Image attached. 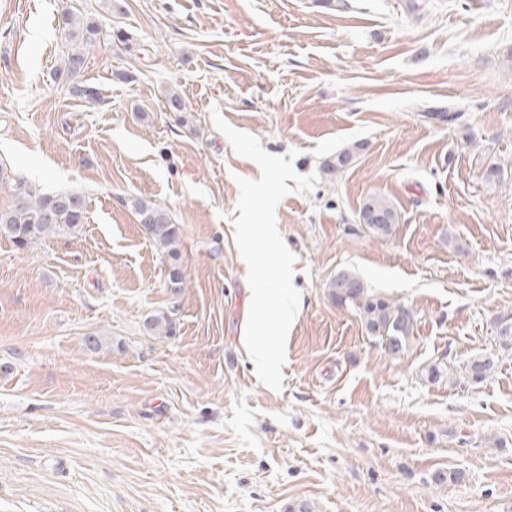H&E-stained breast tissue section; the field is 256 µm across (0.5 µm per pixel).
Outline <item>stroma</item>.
Instances as JSON below:
<instances>
[{"label": "stroma", "instance_id": "35a3bbf8", "mask_svg": "<svg viewBox=\"0 0 512 512\" xmlns=\"http://www.w3.org/2000/svg\"><path fill=\"white\" fill-rule=\"evenodd\" d=\"M65 10L126 36L78 76L100 103L55 78ZM216 110L319 179L276 208L304 297L279 391L239 341L229 216L260 170ZM0 169V210L16 177L87 201L76 231L0 238V512H512V0H0ZM373 194L397 213L381 239ZM138 200L179 224L178 261ZM342 271L413 307L404 359L330 296ZM162 312L168 337L143 327ZM495 367L493 356H479L470 359L465 365V375L468 380L480 382L489 376Z\"/></svg>", "mask_w": 512, "mask_h": 512}]
</instances>
